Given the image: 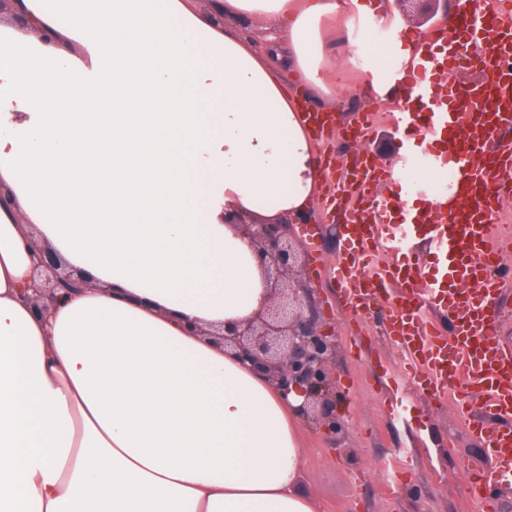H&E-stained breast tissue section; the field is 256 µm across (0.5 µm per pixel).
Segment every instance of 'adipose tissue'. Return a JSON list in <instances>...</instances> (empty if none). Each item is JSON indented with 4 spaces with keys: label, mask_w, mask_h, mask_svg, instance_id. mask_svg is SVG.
Here are the masks:
<instances>
[{
    "label": "adipose tissue",
    "mask_w": 512,
    "mask_h": 512,
    "mask_svg": "<svg viewBox=\"0 0 512 512\" xmlns=\"http://www.w3.org/2000/svg\"><path fill=\"white\" fill-rule=\"evenodd\" d=\"M87 63L0 46V512H318L299 415L204 336L268 293L225 214L307 216L320 181L288 78L331 95L344 0H23ZM92 283L30 305L41 248ZM208 4V9L204 13L205 16L220 29L227 27L234 29L246 30L253 37L257 47L261 49L270 34L274 24L269 20L259 19H244L234 16H224V1L223 0H201Z\"/></svg>",
    "instance_id": "1"
}]
</instances>
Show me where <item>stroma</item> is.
<instances>
[{
	"mask_svg": "<svg viewBox=\"0 0 512 512\" xmlns=\"http://www.w3.org/2000/svg\"><path fill=\"white\" fill-rule=\"evenodd\" d=\"M373 5V14L349 9L343 27L359 25L364 43L380 40L390 44L393 29L403 30L406 38L424 32L417 21L397 17L387 0H363ZM355 57L348 41H341L336 65L345 82L335 97L306 101L313 111L328 110L350 122L354 114L371 112L375 127L368 139L355 142L333 132L315 142V154L333 149L338 162L360 155L395 165L405 155L392 112L403 104L401 94L381 99L372 84L362 83L361 73L352 68ZM310 221L317 228L316 252L319 264H307L303 278L315 290L316 306L326 329L336 338L334 379L346 395L348 430L343 438L326 435L309 423L300 427L305 455L302 490L317 501L320 512H480L477 503L466 496L464 473L479 466L484 457L482 439L472 435L454 410L450 394L422 390L404 383L393 388L381 386L373 376L376 364H383L390 375L403 371L402 356L383 334L386 310L378 299H369L363 310L343 308L337 288L327 273L341 255V220L333 214L312 209ZM359 341L360 361L351 359V343ZM411 461L410 483L419 495L403 492L388 499L375 476L384 465H397L401 456Z\"/></svg>",
	"mask_w": 512,
	"mask_h": 512,
	"instance_id": "35a3bbf8",
	"label": "stroma"
}]
</instances>
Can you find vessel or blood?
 I'll return each mask as SVG.
<instances>
[{
    "label": "vessel or blood",
    "mask_w": 512,
    "mask_h": 512,
    "mask_svg": "<svg viewBox=\"0 0 512 512\" xmlns=\"http://www.w3.org/2000/svg\"><path fill=\"white\" fill-rule=\"evenodd\" d=\"M469 69L478 72L477 81L447 82L448 72ZM396 74L411 105L396 112L395 124L444 143L425 159L445 181L424 214L414 216L400 204L415 187L404 172L369 157L355 160L345 182L360 197L345 218L344 255L330 273L348 308H361L372 295L383 300L388 334L411 384L460 386L457 413L484 439L487 458L466 473L467 491L482 512H498L496 492L512 484V427L493 430L485 421L512 416V350L492 321L505 283L491 273L503 254L489 185L512 179V144L499 136L512 124V14L497 2L476 11L469 0H456L453 17L417 41ZM417 234L428 236L434 268L400 262Z\"/></svg>",
    "instance_id": "obj_1"
}]
</instances>
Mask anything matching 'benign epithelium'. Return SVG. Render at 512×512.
<instances>
[{"label": "benign epithelium", "instance_id": "benign-epithelium-1", "mask_svg": "<svg viewBox=\"0 0 512 512\" xmlns=\"http://www.w3.org/2000/svg\"><path fill=\"white\" fill-rule=\"evenodd\" d=\"M205 16L224 28V0H204ZM439 0H396L405 16L434 17L432 5ZM21 0H0V10L11 8L22 28L36 31L46 46L60 44L59 31L39 20H32L20 9ZM285 219L279 224H248L232 219L251 243L255 260L263 274L270 298L254 317L226 324L213 332L224 352L235 356L252 372L272 381L281 393L301 398L296 411L306 421L336 438L347 432V423L337 404L336 385L330 365L336 355V342L321 322L312 300L314 288L293 281V272L305 257L301 245L292 241Z\"/></svg>", "mask_w": 512, "mask_h": 512}]
</instances>
